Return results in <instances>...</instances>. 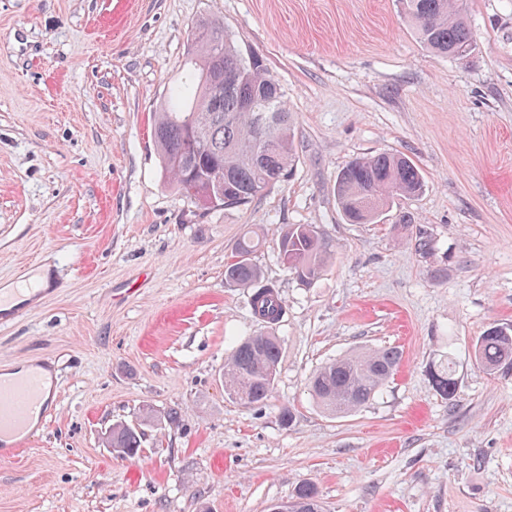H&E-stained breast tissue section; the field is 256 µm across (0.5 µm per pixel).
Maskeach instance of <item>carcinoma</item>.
Here are the masks:
<instances>
[{"mask_svg":"<svg viewBox=\"0 0 512 512\" xmlns=\"http://www.w3.org/2000/svg\"><path fill=\"white\" fill-rule=\"evenodd\" d=\"M398 10L417 38L432 52L465 58L475 50L471 28L463 19L464 0H398ZM194 49L185 81L168 90V105L157 115L154 141L172 183L193 201L224 185L226 208L250 203L272 186L292 177L298 163L294 119L284 92L261 56L245 57L224 23L202 18L192 28ZM425 179L403 154L380 152L355 159L336 177V197L345 219L374 222L371 215L389 210L396 199L420 195ZM259 240L243 236L234 259L224 268L225 282L250 288V306L264 330L238 343L224 363V386L241 380L250 386V405L270 397L281 353L273 326L285 313L275 287L262 283L252 255ZM277 252H286L290 270L304 285L322 275L335 244L314 224H285L276 237ZM477 365L490 374L512 369V325H493L472 344ZM402 352L396 347L343 354L320 366L308 379L317 405L333 415L347 414L374 399L397 372ZM429 384L451 400L457 379L452 359L430 368ZM112 450L135 456L141 445L136 428L118 424L108 435ZM289 512H320L317 486L299 483L288 497Z\"/></svg>","mask_w":512,"mask_h":512,"instance_id":"cac0c4a2","label":"carcinoma"}]
</instances>
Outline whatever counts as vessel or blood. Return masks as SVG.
<instances>
[{"mask_svg":"<svg viewBox=\"0 0 512 512\" xmlns=\"http://www.w3.org/2000/svg\"><path fill=\"white\" fill-rule=\"evenodd\" d=\"M43 284L30 282L25 288L0 290V318L7 319L16 303L41 297ZM45 376L35 369L25 376L4 384L0 382V439L6 435H20L27 427L31 411L44 397Z\"/></svg>","mask_w":512,"mask_h":512,"instance_id":"1","label":"vessel or blood"}]
</instances>
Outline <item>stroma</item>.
<instances>
[{
  "label": "stroma",
  "instance_id": "stroma-1",
  "mask_svg": "<svg viewBox=\"0 0 512 512\" xmlns=\"http://www.w3.org/2000/svg\"><path fill=\"white\" fill-rule=\"evenodd\" d=\"M205 16L263 56L296 118L294 176L226 210L175 188L153 138ZM465 16L476 49L453 59L396 0H0V288L38 267L57 282L0 322V372L48 361L57 377L0 459V512H269L305 480L326 512H512V369L469 356L512 325V0H467ZM383 151L426 187L347 223L336 176ZM283 224L336 245L312 285L277 257ZM249 231L285 306L261 406L224 390L233 344L261 329L224 280ZM385 346L402 362L371 402L316 405L319 366ZM450 355L449 401L427 372ZM116 422L142 432L136 456L112 452Z\"/></svg>",
  "mask_w": 512,
  "mask_h": 512
}]
</instances>
